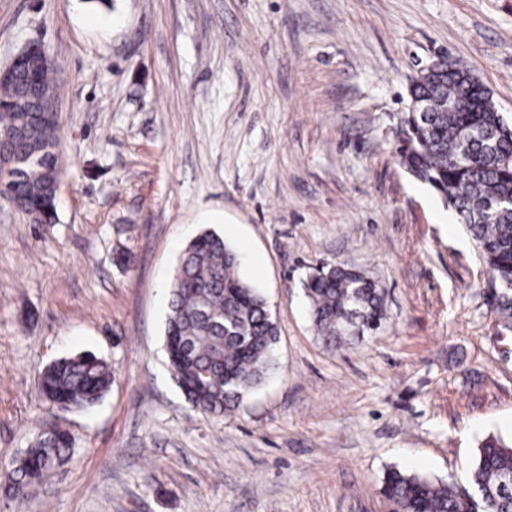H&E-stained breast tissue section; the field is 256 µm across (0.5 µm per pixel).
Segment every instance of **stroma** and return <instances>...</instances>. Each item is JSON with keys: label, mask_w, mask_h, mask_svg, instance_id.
I'll use <instances>...</instances> for the list:
<instances>
[{"label": "stroma", "mask_w": 512, "mask_h": 512, "mask_svg": "<svg viewBox=\"0 0 512 512\" xmlns=\"http://www.w3.org/2000/svg\"><path fill=\"white\" fill-rule=\"evenodd\" d=\"M41 44L63 165L55 221L0 203V512H391V469L467 486L512 440V323L438 192L398 161L440 55L512 118V0H0V68ZM213 231L278 323L276 364L228 416L195 410L164 347L178 258ZM345 263L384 290L331 351L304 283ZM112 384L54 416L53 360ZM61 424L67 462L10 464Z\"/></svg>", "instance_id": "stroma-1"}]
</instances>
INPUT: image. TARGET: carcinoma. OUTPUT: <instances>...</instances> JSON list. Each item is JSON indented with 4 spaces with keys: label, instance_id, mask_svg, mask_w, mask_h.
<instances>
[{
    "label": "carcinoma",
    "instance_id": "obj_1",
    "mask_svg": "<svg viewBox=\"0 0 512 512\" xmlns=\"http://www.w3.org/2000/svg\"><path fill=\"white\" fill-rule=\"evenodd\" d=\"M56 95L50 65L39 59L28 74L0 81V148L24 159L0 198L19 203L33 224L49 222L54 213L58 123L35 109ZM410 96L427 111L402 114L399 163L454 210L503 293L499 314L512 319V122L480 82L452 74L445 82H415ZM238 266L224 237L206 231L184 249L170 291L165 342L171 370L193 408L213 416L233 410L262 381L277 343L267 301L240 278ZM306 291L316 334L330 349L379 329L385 319L382 289L352 266L319 271ZM111 383L109 365L84 352L46 366L40 390L85 409ZM71 447V435L44 433L18 460L15 492L41 480ZM469 486L393 470L384 494L400 512H512V445L494 436L483 440Z\"/></svg>",
    "mask_w": 512,
    "mask_h": 512
}]
</instances>
